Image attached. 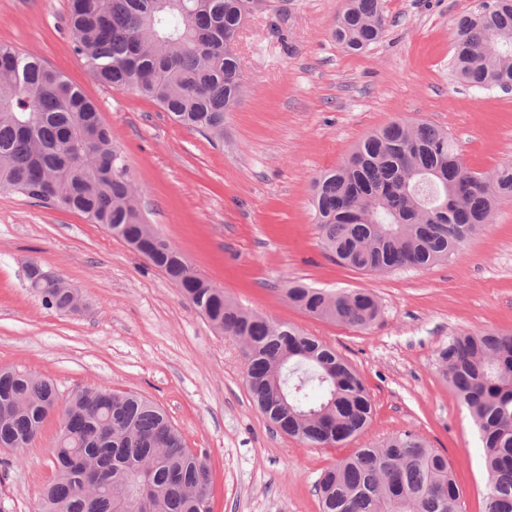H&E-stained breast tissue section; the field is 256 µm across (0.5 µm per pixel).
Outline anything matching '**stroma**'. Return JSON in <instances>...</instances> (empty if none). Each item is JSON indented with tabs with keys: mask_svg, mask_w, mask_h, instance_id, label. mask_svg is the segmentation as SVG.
I'll use <instances>...</instances> for the list:
<instances>
[{
	"mask_svg": "<svg viewBox=\"0 0 512 512\" xmlns=\"http://www.w3.org/2000/svg\"><path fill=\"white\" fill-rule=\"evenodd\" d=\"M274 3L240 31L246 92L220 143L99 83L71 46L68 0H0V43L38 55L95 102L148 223L198 274L360 373L375 407L369 428L342 448L276 431L251 400L241 345L146 257L81 213L9 189H0V367L46 377L64 397L102 384L160 404L187 447L207 455L211 512H320L313 486L326 467L405 430L447 457L462 512H484L479 437L437 353L462 330L512 332V200L447 262L385 273L332 261L309 204L315 177L393 121L443 128L474 171L512 163V93L470 89L451 68L453 28L480 0H381L386 33L361 53L331 36L344 0ZM33 261L78 294L77 311L47 307L28 288ZM292 280L370 290L380 316L366 330L309 316L284 294ZM59 418L22 452L0 448V512H37L55 476Z\"/></svg>",
	"mask_w": 512,
	"mask_h": 512,
	"instance_id": "1",
	"label": "stroma"
}]
</instances>
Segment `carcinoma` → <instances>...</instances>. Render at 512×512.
<instances>
[{"instance_id":"carcinoma-1","label":"carcinoma","mask_w":512,"mask_h":512,"mask_svg":"<svg viewBox=\"0 0 512 512\" xmlns=\"http://www.w3.org/2000/svg\"><path fill=\"white\" fill-rule=\"evenodd\" d=\"M273 0H71L74 51L94 78L157 103L180 125L224 137L242 98L235 36ZM386 30L380 0H346L332 36L349 52ZM453 70L474 90L512 87V0H484L452 33ZM0 188L121 224L125 236L155 233L138 206L124 157L96 105L40 58L0 44ZM512 197V164L470 169L448 133L394 121L363 138L341 165L313 181L322 248L362 272L426 269L448 260ZM155 266L213 328L244 346L253 403L275 427L316 447L362 434L372 400L334 349L291 325L242 308L158 238ZM32 289L60 311L71 296L48 273ZM288 302L306 314L367 329L380 306L366 289L325 291L293 281ZM437 359L477 429L487 470L484 512H512V333L463 330ZM46 378L0 368V448L24 449L58 408ZM55 478L38 512H205L206 455L184 444L167 413L134 392L85 387L66 399L54 445ZM320 512H461L448 459L412 431L388 436L327 467L314 486Z\"/></svg>"}]
</instances>
